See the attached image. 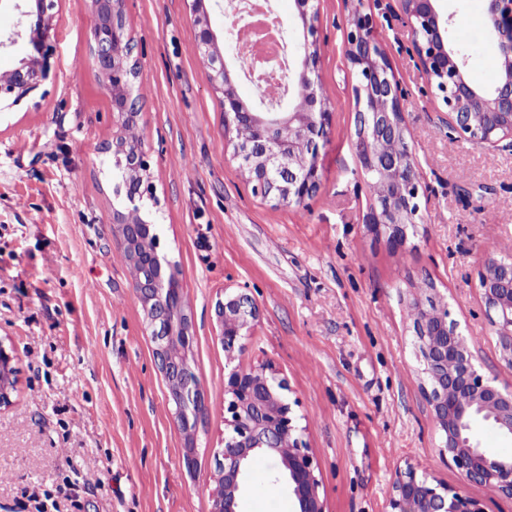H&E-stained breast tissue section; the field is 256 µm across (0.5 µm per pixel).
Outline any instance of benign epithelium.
<instances>
[{
    "instance_id": "1",
    "label": "benign epithelium",
    "mask_w": 512,
    "mask_h": 512,
    "mask_svg": "<svg viewBox=\"0 0 512 512\" xmlns=\"http://www.w3.org/2000/svg\"><path fill=\"white\" fill-rule=\"evenodd\" d=\"M208 0H186L198 27L197 55L205 62L208 81L218 95L226 125H243L251 139L235 140L234 156L248 174L255 193L277 204H301L320 185V149L327 142L332 112L316 90L310 73L319 60L316 43L303 44L298 66L288 70V93L295 105L288 112H253L236 94L226 57L209 24ZM406 19L422 73L442 93L450 125L458 137L476 145L512 137V0H489V33L498 43L502 76L488 90L465 76L466 59L448 36L449 18L438 0H398ZM58 0H0V11H16L24 18L16 33L28 54L0 75V102L15 106L49 79L54 9ZM92 60L112 103V164L122 171L115 188L123 208L113 211L112 223L131 262L143 266L134 283L152 327L158 368L169 382L180 429L191 434L187 411L204 408L200 382L187 354L190 318L182 308L180 291L170 286L176 276L158 252V217L144 204L152 194L150 164L139 142L127 136L135 125L138 96L134 95L136 66L130 63L131 45L124 0H92ZM347 60L359 76L353 91L357 105L354 147L365 174L380 179L382 198L365 216L376 234L393 247L406 240L417 223L420 194L414 158L406 142L405 96L392 74L389 58L375 36V18L361 8L352 13L346 34ZM479 292L493 327L502 359L512 365V261L488 256L479 277ZM414 331L433 421L441 434V453L448 455L460 482L450 487L417 476L412 468L398 472L389 499V512H485L469 495L472 484L512 499V457L481 448L474 427L484 422L512 439V390L502 389L479 374L448 309L415 300ZM216 316L224 350L234 352L256 316L245 293L219 302ZM15 355L0 343V406L10 404ZM287 382L270 362L235 369L224 381L228 396L224 448L219 452L217 488L211 512H239V497L250 462L263 455L277 461L274 483L288 491L293 512H326L321 481L313 456L301 437L286 396Z\"/></svg>"
}]
</instances>
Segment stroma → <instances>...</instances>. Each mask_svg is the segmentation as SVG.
<instances>
[{
	"instance_id": "obj_1",
	"label": "stroma",
	"mask_w": 512,
	"mask_h": 512,
	"mask_svg": "<svg viewBox=\"0 0 512 512\" xmlns=\"http://www.w3.org/2000/svg\"><path fill=\"white\" fill-rule=\"evenodd\" d=\"M374 14L408 103L405 123L421 183L422 219L391 249L364 222L374 195L360 169L356 75L346 60L355 4ZM306 34L296 0H270L288 43L311 39V78L332 108L321 184L299 205L253 194L233 156V132L194 45L185 0H125L136 133L153 173L160 253L174 266L192 318L190 361L205 413L186 441L155 359V343L112 223V105L91 59L90 0H60L49 80L0 110V344L17 383L0 409V512H32L22 492L52 490L89 461L99 481L60 512H210L224 446V379L272 363L314 455L327 512H387L399 471L448 486L419 371L411 303L432 282L479 372L512 389L478 282L488 253L512 257V138L488 150L451 135L448 112L420 71L401 11L374 0H315ZM450 36L469 49V79L499 80L487 0H440ZM257 308L227 354L215 324L225 293ZM193 466H186L185 453ZM277 471L251 464L241 512H292L270 497Z\"/></svg>"
}]
</instances>
